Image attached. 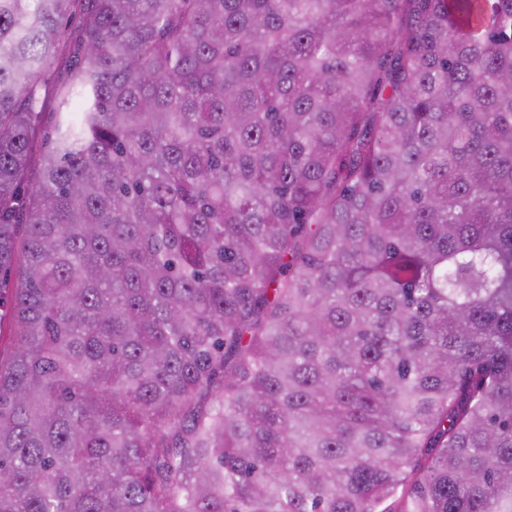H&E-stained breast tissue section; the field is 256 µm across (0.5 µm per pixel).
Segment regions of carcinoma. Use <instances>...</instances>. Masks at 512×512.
I'll use <instances>...</instances> for the list:
<instances>
[{
  "mask_svg": "<svg viewBox=\"0 0 512 512\" xmlns=\"http://www.w3.org/2000/svg\"><path fill=\"white\" fill-rule=\"evenodd\" d=\"M1 270L0 512H512V0H0ZM65 70V61L60 60L55 63L48 74L41 94L44 99L42 112L41 136L38 140L39 149H47L50 145L51 135L55 126V105L52 96V90L55 82L63 75Z\"/></svg>",
  "mask_w": 512,
  "mask_h": 512,
  "instance_id": "obj_1",
  "label": "carcinoma"
}]
</instances>
